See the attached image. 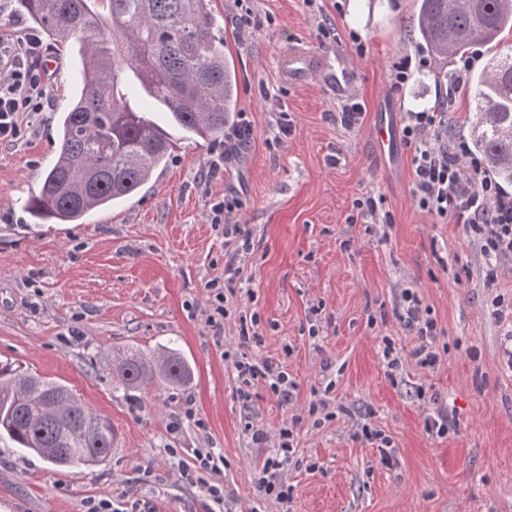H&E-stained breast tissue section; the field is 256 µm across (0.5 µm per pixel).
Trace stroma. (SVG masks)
Wrapping results in <instances>:
<instances>
[{
    "label": "stroma",
    "mask_w": 512,
    "mask_h": 512,
    "mask_svg": "<svg viewBox=\"0 0 512 512\" xmlns=\"http://www.w3.org/2000/svg\"><path fill=\"white\" fill-rule=\"evenodd\" d=\"M214 9L237 77L234 122L253 130L232 160L223 141L172 125L179 150L133 197L80 224L33 223L26 204L79 78L48 43L50 107L20 113V138L0 142V360L67 385L117 436L104 462L64 472L0 440V512H82L90 498L117 512L144 501L152 512H213L205 488L179 480L197 448L224 455L215 481L226 512H512V364L502 355L512 259L487 286L480 243L413 203L412 148L400 140L385 155L374 138L385 117L400 128L406 113L437 106L454 59L392 84L396 56L422 51L416 0H215ZM322 22L334 36L320 35ZM292 48L311 58L297 81L281 67ZM338 51L353 70L342 96L318 77L320 60ZM355 102L363 116L348 128L336 114ZM365 195L380 199L390 225L355 209ZM219 202L231 209L216 224ZM228 224L247 225L249 253L234 256ZM231 260L240 273L219 340L207 318ZM405 288L443 331L435 368L384 361L383 337L415 345L398 318ZM498 296L507 303L499 312ZM255 313L262 340L249 357L281 364L296 387L283 403L254 385L247 413L231 357L242 318ZM171 342L191 383L124 390L113 358ZM323 396L334 417L317 427L307 409ZM437 402L453 418L442 437L424 430ZM249 414L268 435L264 447L245 429ZM365 423L391 438L390 464L358 438ZM284 427L295 433L285 506L255 495L258 461Z\"/></svg>",
    "instance_id": "stroma-1"
}]
</instances>
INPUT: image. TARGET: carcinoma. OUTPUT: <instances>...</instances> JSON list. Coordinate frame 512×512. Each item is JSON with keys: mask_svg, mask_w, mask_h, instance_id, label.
I'll use <instances>...</instances> for the list:
<instances>
[{"mask_svg": "<svg viewBox=\"0 0 512 512\" xmlns=\"http://www.w3.org/2000/svg\"><path fill=\"white\" fill-rule=\"evenodd\" d=\"M420 40L446 58L512 32V0H418ZM29 29L77 55L81 83L56 128L58 150L28 213L38 224H76L137 192L178 151L176 141L130 104L134 85L170 120L206 140L224 137L237 112V80L224 55L213 0H16ZM477 108L470 139L489 171L512 186V55L470 78ZM126 390L185 384L175 346L147 355L129 347L115 366ZM0 438L60 470L92 467L112 451L110 419L64 384L0 363Z\"/></svg>", "mask_w": 512, "mask_h": 512, "instance_id": "obj_1", "label": "carcinoma"}]
</instances>
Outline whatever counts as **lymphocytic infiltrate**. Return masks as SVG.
<instances>
[{
	"label": "lymphocytic infiltrate",
	"mask_w": 512,
	"mask_h": 512,
	"mask_svg": "<svg viewBox=\"0 0 512 512\" xmlns=\"http://www.w3.org/2000/svg\"><path fill=\"white\" fill-rule=\"evenodd\" d=\"M39 42L0 36V140L14 141L21 129L17 115L43 111L48 103L40 74L32 64ZM406 144L413 146V200L430 215L463 225L466 233L482 243L489 259L485 278L495 283L500 262L512 258V194L506 192L484 169V163L460 137L448 136V109L408 113L402 128ZM409 325L415 326L417 345L410 355L423 368H434L440 354L436 341L440 334L434 319L423 311L412 289H403ZM238 378L246 384L264 380L281 401H289L294 384L281 365L268 361L258 367L247 357L233 363ZM293 432L280 433L279 451L260 462L256 484L259 498L288 503L293 495L281 471L290 459Z\"/></svg>",
	"instance_id": "f902f5d3"
}]
</instances>
